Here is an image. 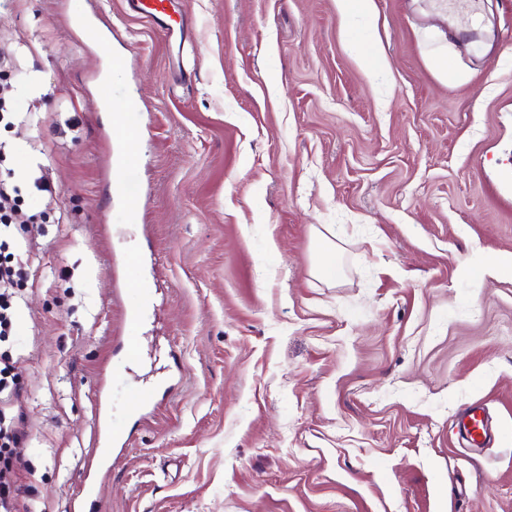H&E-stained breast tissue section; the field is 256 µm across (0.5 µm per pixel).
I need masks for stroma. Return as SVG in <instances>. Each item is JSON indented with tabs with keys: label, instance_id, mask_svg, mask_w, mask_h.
Wrapping results in <instances>:
<instances>
[{
	"label": "stroma",
	"instance_id": "stroma-1",
	"mask_svg": "<svg viewBox=\"0 0 512 512\" xmlns=\"http://www.w3.org/2000/svg\"><path fill=\"white\" fill-rule=\"evenodd\" d=\"M172 18L175 41L127 0H0V96L39 118L0 125V178L50 185L17 215L21 508L67 512L98 453L85 512H512V274L487 271L512 254V0ZM104 383L122 449L95 445ZM474 405L482 448L453 428ZM321 260L318 271L327 278L336 279V244L325 235H319Z\"/></svg>",
	"mask_w": 512,
	"mask_h": 512
}]
</instances>
